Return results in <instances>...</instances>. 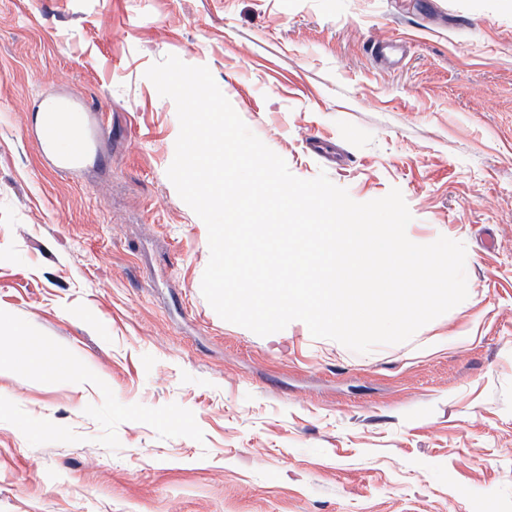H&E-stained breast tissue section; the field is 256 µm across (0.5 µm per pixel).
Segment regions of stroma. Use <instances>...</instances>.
Segmentation results:
<instances>
[{
  "instance_id": "obj_1",
  "label": "stroma",
  "mask_w": 512,
  "mask_h": 512,
  "mask_svg": "<svg viewBox=\"0 0 512 512\" xmlns=\"http://www.w3.org/2000/svg\"><path fill=\"white\" fill-rule=\"evenodd\" d=\"M170 54L296 177L399 189L412 242L465 245L467 299L367 353L221 319L145 76ZM57 91L105 126L74 176L32 134ZM26 333L0 512H512V0H0V358Z\"/></svg>"
}]
</instances>
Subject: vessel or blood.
Segmentation results:
<instances>
[{
  "mask_svg": "<svg viewBox=\"0 0 512 512\" xmlns=\"http://www.w3.org/2000/svg\"><path fill=\"white\" fill-rule=\"evenodd\" d=\"M83 109V104L57 96L43 99L36 135L42 140L52 167L72 173L84 167L92 150V128L64 117L65 112H80Z\"/></svg>",
  "mask_w": 512,
  "mask_h": 512,
  "instance_id": "b4317fda",
  "label": "vessel or blood"
}]
</instances>
